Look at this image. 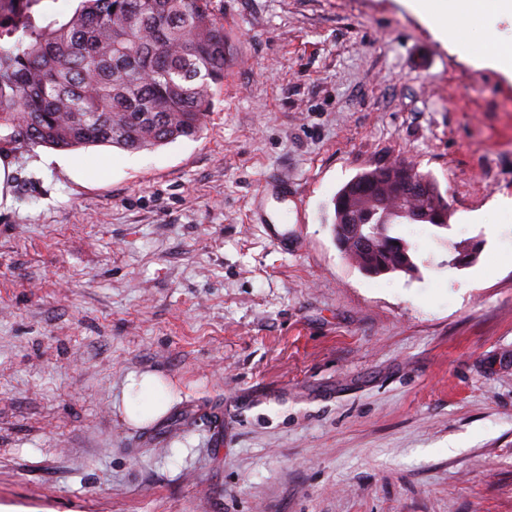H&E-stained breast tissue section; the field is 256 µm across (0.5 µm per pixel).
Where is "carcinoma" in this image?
Segmentation results:
<instances>
[{"mask_svg": "<svg viewBox=\"0 0 512 512\" xmlns=\"http://www.w3.org/2000/svg\"><path fill=\"white\" fill-rule=\"evenodd\" d=\"M40 0H0V142L71 150H148L203 130L224 80V23L212 0H81L45 24ZM390 165L348 182L333 200L336 243L370 275L418 272L416 246L395 224L447 228L448 201L435 181L419 193L397 187ZM477 256L456 243L448 266Z\"/></svg>", "mask_w": 512, "mask_h": 512, "instance_id": "obj_1", "label": "carcinoma"}]
</instances>
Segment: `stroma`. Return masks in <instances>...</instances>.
I'll return each instance as SVG.
<instances>
[{"label": "stroma", "instance_id": "stroma-1", "mask_svg": "<svg viewBox=\"0 0 512 512\" xmlns=\"http://www.w3.org/2000/svg\"><path fill=\"white\" fill-rule=\"evenodd\" d=\"M213 6L227 63L197 138L0 143V505L512 512V79L400 0ZM393 162L451 217L394 226L424 265L373 276L332 199ZM271 169L287 190L258 192ZM462 240L479 256L449 267ZM141 372L170 407L133 426Z\"/></svg>", "mask_w": 512, "mask_h": 512}]
</instances>
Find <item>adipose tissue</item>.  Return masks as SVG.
<instances>
[{
    "mask_svg": "<svg viewBox=\"0 0 512 512\" xmlns=\"http://www.w3.org/2000/svg\"><path fill=\"white\" fill-rule=\"evenodd\" d=\"M404 4L463 57L477 58L512 77V39L490 31L493 20L512 17V0H404ZM465 25L487 30L481 50H474L460 36L459 30ZM122 404L127 417L137 423L159 419L167 410L160 399L158 378L151 373L129 376L122 392Z\"/></svg>",
    "mask_w": 512,
    "mask_h": 512,
    "instance_id": "adipose-tissue-1",
    "label": "adipose tissue"
}]
</instances>
